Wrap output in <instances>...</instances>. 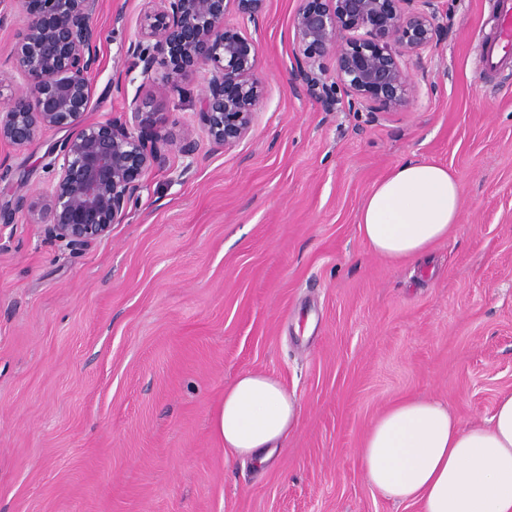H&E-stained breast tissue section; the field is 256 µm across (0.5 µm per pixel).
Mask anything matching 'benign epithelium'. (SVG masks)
<instances>
[{
  "label": "benign epithelium",
  "mask_w": 512,
  "mask_h": 512,
  "mask_svg": "<svg viewBox=\"0 0 512 512\" xmlns=\"http://www.w3.org/2000/svg\"><path fill=\"white\" fill-rule=\"evenodd\" d=\"M19 2L27 23L11 61L24 90L3 101L0 142L23 148L44 129L75 133L58 145L61 163L42 208L20 197L14 209L39 212L45 237L75 253L111 234L149 172L165 165L169 144L159 113L145 111L137 97L102 122L83 120L99 66L93 17L102 0ZM439 2L300 0L293 18L295 86L332 111L336 97L324 81L323 62L332 54L336 83L351 105L367 104L372 112L400 109L416 92L403 57L433 44ZM231 4L254 24L265 9V0H152L126 48L155 98L171 94L183 78H202L199 128H188L177 144L185 156L196 153L199 131L216 147L238 144L251 131L263 96L256 43L224 26ZM160 68L165 74L158 78Z\"/></svg>",
  "instance_id": "1"
}]
</instances>
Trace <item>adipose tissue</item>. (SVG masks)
Segmentation results:
<instances>
[{
  "instance_id": "obj_1",
  "label": "adipose tissue",
  "mask_w": 512,
  "mask_h": 512,
  "mask_svg": "<svg viewBox=\"0 0 512 512\" xmlns=\"http://www.w3.org/2000/svg\"><path fill=\"white\" fill-rule=\"evenodd\" d=\"M461 189L447 167L415 160L395 166L360 210L370 249L398 263L447 240ZM301 404L275 377L246 372L224 389L213 429L227 453L268 464L299 426ZM369 484L421 512H512V390L484 423L463 426L442 401L407 396L375 420L359 450Z\"/></svg>"
}]
</instances>
